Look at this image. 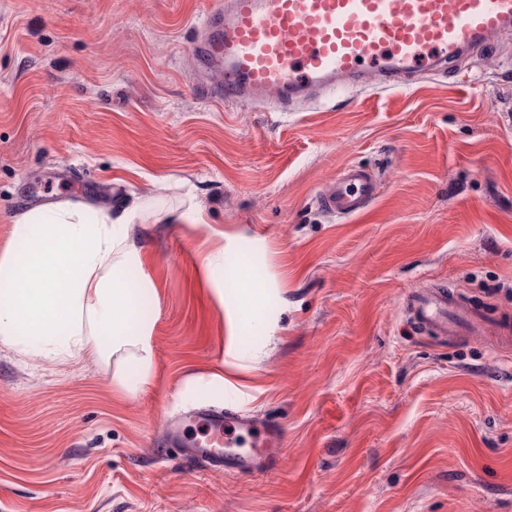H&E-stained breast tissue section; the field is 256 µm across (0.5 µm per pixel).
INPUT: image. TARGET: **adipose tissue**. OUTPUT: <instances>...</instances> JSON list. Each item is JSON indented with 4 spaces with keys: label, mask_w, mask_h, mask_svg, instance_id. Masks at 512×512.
Masks as SVG:
<instances>
[{
    "label": "adipose tissue",
    "mask_w": 512,
    "mask_h": 512,
    "mask_svg": "<svg viewBox=\"0 0 512 512\" xmlns=\"http://www.w3.org/2000/svg\"><path fill=\"white\" fill-rule=\"evenodd\" d=\"M138 207L128 202L115 215L61 202L20 214L16 244L0 254V338L29 336L72 356L129 346L148 367L140 290L121 258L122 231Z\"/></svg>",
    "instance_id": "ef3b65f1"
}]
</instances>
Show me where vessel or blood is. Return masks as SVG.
Masks as SVG:
<instances>
[{"instance_id": "b4317fda", "label": "vessel or blood", "mask_w": 512, "mask_h": 512, "mask_svg": "<svg viewBox=\"0 0 512 512\" xmlns=\"http://www.w3.org/2000/svg\"><path fill=\"white\" fill-rule=\"evenodd\" d=\"M512 31V0H222L194 42L200 77H216V98L284 112L298 99L402 75H443L460 58ZM378 179L344 167L316 198L322 213L347 218L376 198ZM414 329L469 336L474 312L452 294H408ZM165 446L225 473L271 466L284 446L279 422L200 406L170 420Z\"/></svg>"}]
</instances>
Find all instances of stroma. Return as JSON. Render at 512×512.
I'll list each match as a JSON object with an SVG mask.
<instances>
[{"mask_svg":"<svg viewBox=\"0 0 512 512\" xmlns=\"http://www.w3.org/2000/svg\"><path fill=\"white\" fill-rule=\"evenodd\" d=\"M217 0H0V253L37 189L115 207L152 362L0 342V512H512V35L456 76L292 111L197 82ZM349 164L359 216L314 200ZM223 267V275L207 264ZM259 283L251 336L223 276ZM450 290L481 334L402 321ZM201 404L279 421L275 465L219 475L159 438ZM376 175L356 165L344 167L336 182L316 198L318 209L327 215L347 218L363 212L376 198Z\"/></svg>","mask_w":512,"mask_h":512,"instance_id":"35a3bbf8","label":"stroma"}]
</instances>
